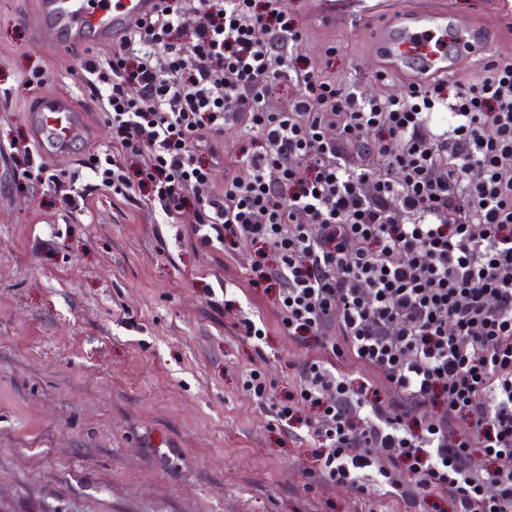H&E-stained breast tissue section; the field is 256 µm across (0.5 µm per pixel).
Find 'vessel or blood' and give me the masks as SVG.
I'll use <instances>...</instances> for the list:
<instances>
[{
    "instance_id": "vessel-or-blood-1",
    "label": "vessel or blood",
    "mask_w": 512,
    "mask_h": 512,
    "mask_svg": "<svg viewBox=\"0 0 512 512\" xmlns=\"http://www.w3.org/2000/svg\"><path fill=\"white\" fill-rule=\"evenodd\" d=\"M155 0H37L27 23L34 37L46 28L57 33L59 50L83 56L94 44H107L121 37ZM377 44L393 70L443 73L450 58H477L485 47L467 21L449 24L446 12L406 11L396 21L375 26ZM37 128L40 152L52 156L66 148L81 133L85 114L71 97L60 93L40 97L31 111Z\"/></svg>"
}]
</instances>
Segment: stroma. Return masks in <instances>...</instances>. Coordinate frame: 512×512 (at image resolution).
<instances>
[{
  "instance_id": "stroma-1",
  "label": "stroma",
  "mask_w": 512,
  "mask_h": 512,
  "mask_svg": "<svg viewBox=\"0 0 512 512\" xmlns=\"http://www.w3.org/2000/svg\"><path fill=\"white\" fill-rule=\"evenodd\" d=\"M37 0H0V512H399L375 493L320 483L306 431L274 421L242 389H293L314 351L278 324L272 292L248 282L247 251L201 247L184 212L165 222L148 192L98 187L89 155L110 129L81 61L32 44ZM303 34L297 63L367 96H396L372 43L404 8L447 10L512 57V0H286ZM69 94L87 113L80 141L49 158L78 173L66 208L25 173L30 109ZM261 315L267 338L241 319Z\"/></svg>"
}]
</instances>
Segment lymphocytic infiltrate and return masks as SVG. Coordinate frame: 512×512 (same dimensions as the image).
<instances>
[{"mask_svg": "<svg viewBox=\"0 0 512 512\" xmlns=\"http://www.w3.org/2000/svg\"><path fill=\"white\" fill-rule=\"evenodd\" d=\"M301 40L284 0H159L81 63L112 133L88 165L115 194L150 186L165 218L192 206L199 243L249 250L283 330L318 339L326 357L270 404L285 424L313 408L323 483L374 485L400 512L438 493L512 512V61L377 98L289 66ZM284 83L287 109L270 110ZM228 126L256 147L218 191L205 158Z\"/></svg>", "mask_w": 512, "mask_h": 512, "instance_id": "obj_1", "label": "lymphocytic infiltrate"}]
</instances>
